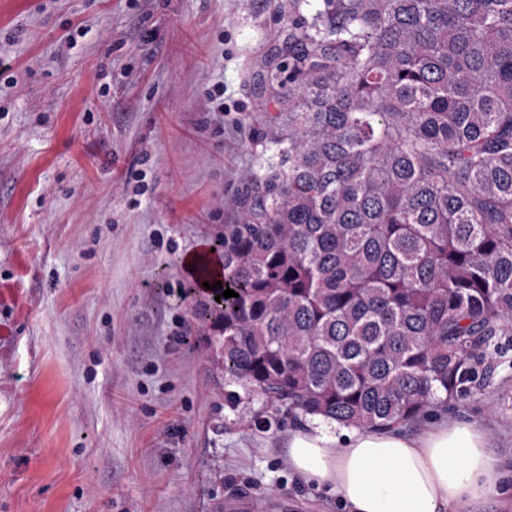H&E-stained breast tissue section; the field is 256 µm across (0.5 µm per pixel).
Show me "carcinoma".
I'll return each instance as SVG.
<instances>
[{"label":"carcinoma","mask_w":512,"mask_h":512,"mask_svg":"<svg viewBox=\"0 0 512 512\" xmlns=\"http://www.w3.org/2000/svg\"><path fill=\"white\" fill-rule=\"evenodd\" d=\"M279 166L212 247L224 401L387 430L480 393L512 331V0H324Z\"/></svg>","instance_id":"cac0c4a2"}]
</instances>
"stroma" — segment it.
<instances>
[{
    "instance_id": "35a3bbf8",
    "label": "stroma",
    "mask_w": 512,
    "mask_h": 512,
    "mask_svg": "<svg viewBox=\"0 0 512 512\" xmlns=\"http://www.w3.org/2000/svg\"><path fill=\"white\" fill-rule=\"evenodd\" d=\"M323 0H0V512H346L288 461L294 422L224 380L186 255L239 223L288 133L265 60ZM445 414L503 474L512 335Z\"/></svg>"
}]
</instances>
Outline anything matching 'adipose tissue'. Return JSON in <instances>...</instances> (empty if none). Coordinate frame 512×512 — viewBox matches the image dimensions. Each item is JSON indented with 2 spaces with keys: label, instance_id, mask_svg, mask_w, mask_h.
Returning a JSON list of instances; mask_svg holds the SVG:
<instances>
[{
  "label": "adipose tissue",
  "instance_id": "ef3b65f1",
  "mask_svg": "<svg viewBox=\"0 0 512 512\" xmlns=\"http://www.w3.org/2000/svg\"><path fill=\"white\" fill-rule=\"evenodd\" d=\"M332 427L318 419L295 430L288 457L349 512H468L501 483L488 436L474 424L438 418L415 438L363 429L341 440Z\"/></svg>",
  "mask_w": 512,
  "mask_h": 512
}]
</instances>
